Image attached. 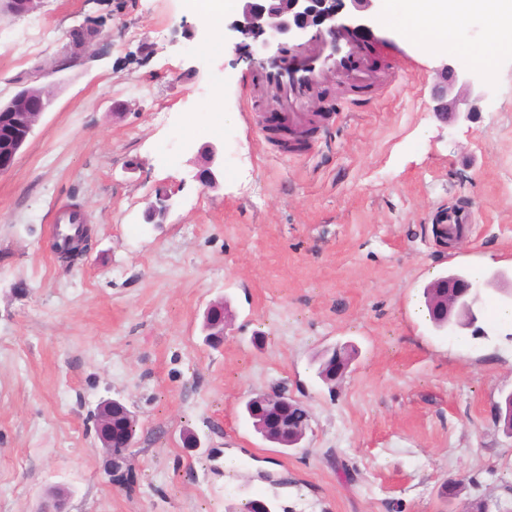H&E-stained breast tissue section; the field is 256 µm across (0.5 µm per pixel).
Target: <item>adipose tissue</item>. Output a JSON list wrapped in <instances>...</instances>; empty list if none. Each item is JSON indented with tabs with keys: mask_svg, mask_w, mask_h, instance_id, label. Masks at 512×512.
I'll use <instances>...</instances> for the list:
<instances>
[{
	"mask_svg": "<svg viewBox=\"0 0 512 512\" xmlns=\"http://www.w3.org/2000/svg\"><path fill=\"white\" fill-rule=\"evenodd\" d=\"M476 17L492 29L488 41L469 50L474 70L486 75L501 52L512 50V0H399L392 14L407 34L428 45L454 40L460 25Z\"/></svg>",
	"mask_w": 512,
	"mask_h": 512,
	"instance_id": "obj_1",
	"label": "adipose tissue"
}]
</instances>
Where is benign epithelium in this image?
Masks as SVG:
<instances>
[{"label": "benign epithelium", "instance_id": "obj_1", "mask_svg": "<svg viewBox=\"0 0 512 512\" xmlns=\"http://www.w3.org/2000/svg\"><path fill=\"white\" fill-rule=\"evenodd\" d=\"M383 0H239L234 11L224 18V29L235 39V49L253 57L254 48L264 50L273 45L287 52L285 44L300 41L307 32L315 29L323 37L336 33L345 23L361 22L368 28L373 25L382 10ZM38 6L37 0H0V15L23 17ZM76 36L70 39L71 56L78 57L95 41L88 29H72ZM487 96L486 80L471 71H458L445 64L433 86L434 111L446 118L469 121L475 107L471 100H483ZM53 102L50 87L39 86L33 91L27 87L7 101H0V174L9 172L28 141L42 115ZM440 293L437 308L445 318L451 313L463 320L476 336H485L479 317L483 294L496 290L512 298V278L502 272L472 281L456 279L438 285ZM227 319L224 302L211 303L205 313L203 331L213 342L224 340ZM250 402L261 408L262 417L258 428L263 439L279 445L296 448L310 429V415L304 403L284 390H272L256 395ZM100 448L110 456L112 473L119 474L128 467L127 451L132 446L127 433L116 427V421L132 424L136 414L124 403L109 400L100 404L93 414Z\"/></svg>", "mask_w": 512, "mask_h": 512}]
</instances>
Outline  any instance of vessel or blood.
I'll list each match as a JSON object with an SVG mask.
<instances>
[{"label": "vessel or blood", "mask_w": 512, "mask_h": 512, "mask_svg": "<svg viewBox=\"0 0 512 512\" xmlns=\"http://www.w3.org/2000/svg\"><path fill=\"white\" fill-rule=\"evenodd\" d=\"M300 58L280 67H262L249 91L250 103L264 108V127L287 130L293 142L288 150L300 152L296 140L328 125L334 112H315L310 103L328 73L340 76L349 96L358 98L389 88L399 69L389 46L375 40L366 29L344 27L332 41L312 39Z\"/></svg>", "instance_id": "obj_1"}]
</instances>
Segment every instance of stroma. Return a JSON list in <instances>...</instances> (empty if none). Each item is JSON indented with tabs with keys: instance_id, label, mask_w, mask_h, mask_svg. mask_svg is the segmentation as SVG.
Masks as SVG:
<instances>
[{
	"instance_id": "35a3bbf8",
	"label": "stroma",
	"mask_w": 512,
	"mask_h": 512,
	"mask_svg": "<svg viewBox=\"0 0 512 512\" xmlns=\"http://www.w3.org/2000/svg\"><path fill=\"white\" fill-rule=\"evenodd\" d=\"M102 37L78 60L69 32ZM405 65L350 101L330 78L333 125L284 154L251 114L255 65L214 35L191 0H43L0 18V100L51 84L54 103L0 175V512H512V324L486 291L485 335L436 331L424 287L448 270L512 272V53L475 120L448 121L431 90L466 47L430 49L386 21ZM222 134H215V125ZM218 147L216 187L199 179ZM168 194L162 221L146 213ZM78 204L89 252L54 251L59 210ZM465 231L444 248L434 227ZM226 299L222 346L203 313ZM354 350L336 386L318 362ZM275 387L311 428L281 452L243 415ZM138 415L132 469L112 474L93 413ZM194 433L199 450H185ZM238 460L225 469V457Z\"/></svg>"
}]
</instances>
